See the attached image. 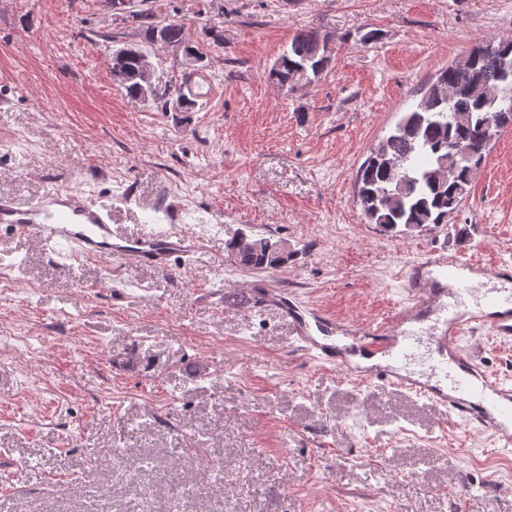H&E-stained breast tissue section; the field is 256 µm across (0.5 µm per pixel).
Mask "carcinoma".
I'll list each match as a JSON object with an SVG mask.
<instances>
[{
  "label": "carcinoma",
  "mask_w": 512,
  "mask_h": 512,
  "mask_svg": "<svg viewBox=\"0 0 512 512\" xmlns=\"http://www.w3.org/2000/svg\"><path fill=\"white\" fill-rule=\"evenodd\" d=\"M142 35L159 38L204 60L184 24L146 11L140 14ZM332 39L317 30L294 37L274 62L269 78L294 91L301 87L296 74L303 70L310 84L323 74L331 60ZM512 62V39L486 41L469 49L439 70L422 89L416 106L404 113L389 134L370 152L356 175V203L370 224L385 232L402 227L408 232L446 224L467 199L472 175L483 164L499 132L512 124V111L502 108L503 60ZM150 67L135 45L112 53V83L129 95L152 101L168 111L176 97L178 111H195L196 98L175 84L146 81ZM238 263L252 268H273L286 263L276 252L242 235L232 243Z\"/></svg>",
  "instance_id": "1"
}]
</instances>
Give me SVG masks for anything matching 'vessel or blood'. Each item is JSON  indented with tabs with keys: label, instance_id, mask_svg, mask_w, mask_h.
Instances as JSON below:
<instances>
[{
	"label": "vessel or blood",
	"instance_id": "obj_1",
	"mask_svg": "<svg viewBox=\"0 0 512 512\" xmlns=\"http://www.w3.org/2000/svg\"><path fill=\"white\" fill-rule=\"evenodd\" d=\"M0 226H7L43 246L69 247L87 258L132 259L152 266H167L170 258L189 252L184 235H127L116 230L109 208L91 194L50 187L35 199L22 203L0 196ZM490 275L487 266L445 247L426 251L404 277L406 302L382 321L355 325L349 331L361 354L387 358L379 373L355 366L336 347V323L315 309L292 302L279 289L268 288L260 296L263 305L280 311L292 331L293 348L334 368L350 380L364 383L379 376L392 387L406 390L444 405L449 412L476 425L501 448L512 446V386L482 370L473 351L462 348V336L490 328L497 338L512 342V290L485 291L474 304H465L471 272ZM442 311L448 325L437 332L413 329L422 313ZM435 349L433 368L443 383L432 386L407 370L408 361L422 350Z\"/></svg>",
	"mask_w": 512,
	"mask_h": 512
}]
</instances>
